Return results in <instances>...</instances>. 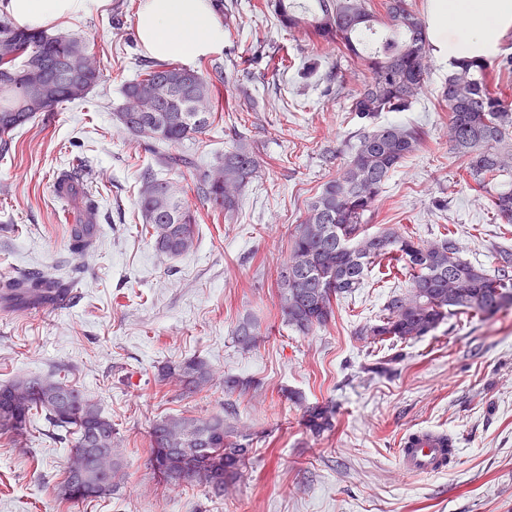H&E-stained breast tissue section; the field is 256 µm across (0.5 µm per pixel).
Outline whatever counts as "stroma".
Returning a JSON list of instances; mask_svg holds the SVG:
<instances>
[{"instance_id": "stroma-1", "label": "stroma", "mask_w": 512, "mask_h": 512, "mask_svg": "<svg viewBox=\"0 0 512 512\" xmlns=\"http://www.w3.org/2000/svg\"><path fill=\"white\" fill-rule=\"evenodd\" d=\"M223 3L237 18L223 52L184 62L195 70L221 64L219 110L205 134L176 150L208 167L241 134L263 172L228 220L190 191L188 173L165 172L187 187L199 213L195 249L179 258L155 250L138 206L143 172L160 164L113 117L146 59L138 0H111L103 13L53 28L86 37L103 73L87 102L36 116L8 138L0 155V282L40 272L72 281L75 298L61 309L0 303V384L47 377L79 389L112 421L119 472L109 495L59 500L75 438L35 418L23 437L0 434V512H512V309L453 317L406 344L363 342L359 328L377 322L389 296L406 287L404 275L381 264L337 302L326 325L302 335L283 322L276 268L363 127L349 110L359 66L340 62L339 82L326 63L306 75L305 35L281 28L259 0ZM448 73L443 54L431 50L411 110L380 114L379 123L421 128L426 140L387 181L366 231L397 228L424 241L450 234L463 259L489 266L497 247L512 249V224L463 179L441 100ZM77 157L84 190L99 206L87 255L70 247L67 203L54 188ZM247 316L259 333L246 351L233 332ZM190 357L212 371L203 391L187 396L178 380L159 381V368ZM228 377L240 382L231 392ZM228 402L231 424L252 447L242 477L220 498L199 484L159 480L149 465L151 424L220 414ZM327 403L336 408L334 426L313 434L302 408ZM421 430L454 441L448 468L413 475L400 467L401 440Z\"/></svg>"}]
</instances>
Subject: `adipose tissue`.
Wrapping results in <instances>:
<instances>
[{
  "instance_id": "obj_1",
  "label": "adipose tissue",
  "mask_w": 512,
  "mask_h": 512,
  "mask_svg": "<svg viewBox=\"0 0 512 512\" xmlns=\"http://www.w3.org/2000/svg\"><path fill=\"white\" fill-rule=\"evenodd\" d=\"M109 0H0V10L28 28H45L104 9ZM433 27L448 60L493 56L512 31V0H431ZM135 24L145 54L202 57L221 53L224 25L213 0H140Z\"/></svg>"
}]
</instances>
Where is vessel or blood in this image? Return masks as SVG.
Masks as SVG:
<instances>
[{
    "mask_svg": "<svg viewBox=\"0 0 512 512\" xmlns=\"http://www.w3.org/2000/svg\"><path fill=\"white\" fill-rule=\"evenodd\" d=\"M457 450L452 441L440 432L416 431L400 444L398 460L401 468L411 474H429L449 465Z\"/></svg>",
    "mask_w": 512,
    "mask_h": 512,
    "instance_id": "obj_1",
    "label": "vessel or blood"
}]
</instances>
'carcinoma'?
Masks as SVG:
<instances>
[{
	"label": "carcinoma",
	"instance_id": "cac0c4a2",
	"mask_svg": "<svg viewBox=\"0 0 512 512\" xmlns=\"http://www.w3.org/2000/svg\"><path fill=\"white\" fill-rule=\"evenodd\" d=\"M279 25L324 43L341 57L364 66L350 111L374 121L383 112H406L422 94L428 73L429 32L425 16L410 0H266ZM82 38L17 29L0 21V143L41 112L86 99L99 82L103 62L85 57ZM69 58L74 70L60 67ZM40 63L58 95L49 104L19 94L30 68ZM512 74V55L459 60L448 75L441 99L448 105L450 138L463 158L473 189L487 194L490 209L512 224V106L491 90L496 76ZM124 103L115 112L127 132L141 138L171 168L194 169L191 158L162 152L205 133L217 110L213 84L203 71L174 62H147L140 75L124 85ZM424 132L402 124H375L357 134L343 170L325 182L295 225L287 259L276 270L279 310L284 321L302 334L325 325L334 304L364 284L371 265L387 262L408 277L407 289L392 294L383 317L362 326L358 336L374 342L408 343L429 335L447 317L492 316L512 307V250H499L493 267L459 256L448 236L421 241L393 228L368 234L365 217L375 208L390 174L423 145ZM260 158L243 136L224 151L216 166L193 174L198 196L213 212L230 217L241 190L256 175ZM82 161L57 178L56 191L68 201L79 195L77 174ZM138 205L156 250L181 257L194 249L197 213L176 183L147 172ZM98 205L81 200L70 226L73 249L90 252L97 238ZM66 294L62 282L34 274L0 286V299L26 308L50 303ZM236 343L249 350L256 343V324L246 318L234 331ZM176 375L183 393L200 392L212 379L209 367L187 361L163 372ZM42 413L56 430L76 435L70 464L58 495L70 502L112 492V420L75 387L50 378H17L0 386V433L23 435L33 413ZM335 409L307 406V429L320 434L332 428ZM149 463L167 484L204 485L215 496L246 468L250 449L235 440L234 427L222 415L167 416L149 431Z\"/></svg>",
	"mask_w": 512,
	"mask_h": 512
}]
</instances>
